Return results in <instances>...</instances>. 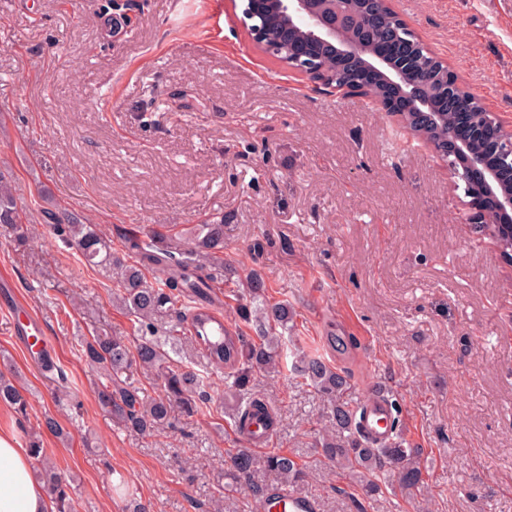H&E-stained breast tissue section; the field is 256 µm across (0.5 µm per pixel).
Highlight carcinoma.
Returning a JSON list of instances; mask_svg holds the SVG:
<instances>
[{
	"instance_id": "carcinoma-1",
	"label": "carcinoma",
	"mask_w": 512,
	"mask_h": 512,
	"mask_svg": "<svg viewBox=\"0 0 512 512\" xmlns=\"http://www.w3.org/2000/svg\"><path fill=\"white\" fill-rule=\"evenodd\" d=\"M390 24L414 42L416 60L429 74L444 82L443 65L407 27L396 19ZM51 231L67 250L79 253L117 284L118 300L130 316L133 336L97 332L80 338V357L97 377L102 405L124 428L146 434L170 423L174 408L191 414L198 409L203 378L191 371L170 367L166 346L189 341L210 363L224 368V398L233 405V421L242 435L270 432L275 417L261 399L253 396L256 373L278 374L292 359V368L327 403V421L333 429L319 440L321 456L336 469L357 478L367 495L383 484L414 488L423 483L419 450L408 445L393 417V433L374 443L357 423L362 402L350 397V375L317 353L288 344L285 334L293 327V310L285 302L272 303L264 296L263 282L252 276L249 302L239 305L243 319L259 318L256 336H245L224 326L216 316L220 302L214 270L224 267V220L193 227L189 236H164L152 231L127 237L122 251L112 249L95 224H84L66 211L50 212ZM492 240L512 244V224H488ZM0 230L21 239L25 236L12 185L0 179ZM135 263L127 262V257ZM150 372L163 381L162 393L148 398L134 384L132 369ZM0 403L18 410L27 406L22 388L0 375ZM33 469L54 500L57 512H76L69 484L51 464L42 448L41 433L28 437ZM272 475L281 484H297L308 475L295 456L280 452L256 455L240 451L231 457L229 477L245 480L253 499L271 502L274 487L264 480Z\"/></svg>"
}]
</instances>
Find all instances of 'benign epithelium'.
<instances>
[{"label":"benign epithelium","instance_id":"obj_1","mask_svg":"<svg viewBox=\"0 0 512 512\" xmlns=\"http://www.w3.org/2000/svg\"><path fill=\"white\" fill-rule=\"evenodd\" d=\"M270 4L263 30L251 32L258 47L279 48L288 66L333 91L336 69L361 62L362 78L351 93L370 98L404 126L429 131L428 147L474 194L475 223H512V191L500 188L498 170L488 164L492 155L512 168V128L493 113L477 126L472 100L457 84L438 87L418 70L412 43L386 26L391 0H255L257 9ZM134 8V0H112L114 23H130ZM448 111L455 121L440 123ZM475 142L483 143L481 151H472Z\"/></svg>","mask_w":512,"mask_h":512}]
</instances>
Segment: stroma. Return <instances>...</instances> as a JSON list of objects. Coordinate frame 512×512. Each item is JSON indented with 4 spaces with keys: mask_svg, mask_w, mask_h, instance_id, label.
I'll return each instance as SVG.
<instances>
[{
    "mask_svg": "<svg viewBox=\"0 0 512 512\" xmlns=\"http://www.w3.org/2000/svg\"><path fill=\"white\" fill-rule=\"evenodd\" d=\"M133 34L101 25L105 0H0V171L15 187L28 239L0 234V273L43 321L57 374L44 375L0 309V372L26 412L0 404V431L43 433L75 478L78 512H267L245 483L226 489L245 448L224 406V371L183 349L176 365L208 373V399L150 434L118 427L100 405L78 339L124 336L116 289L59 249L44 212L99 225L113 248L149 229L224 222V323L253 335L235 292L259 273L265 296L295 312L299 346L351 375L355 398L388 388L424 484L368 497L315 448L326 408L285 375L253 391L277 427L267 449L309 475L315 512H512V265L467 224L447 167L356 96L319 91L257 48L247 0H143ZM394 10L486 111L512 125V0H392Z\"/></svg>",
    "mask_w": 512,
    "mask_h": 512,
    "instance_id": "stroma-1",
    "label": "stroma"
}]
</instances>
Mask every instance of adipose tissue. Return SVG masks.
Here are the masks:
<instances>
[{"mask_svg":"<svg viewBox=\"0 0 512 512\" xmlns=\"http://www.w3.org/2000/svg\"><path fill=\"white\" fill-rule=\"evenodd\" d=\"M0 512H53L49 495L31 476L30 452L0 432Z\"/></svg>","mask_w":512,"mask_h":512,"instance_id":"adipose-tissue-1","label":"adipose tissue"}]
</instances>
